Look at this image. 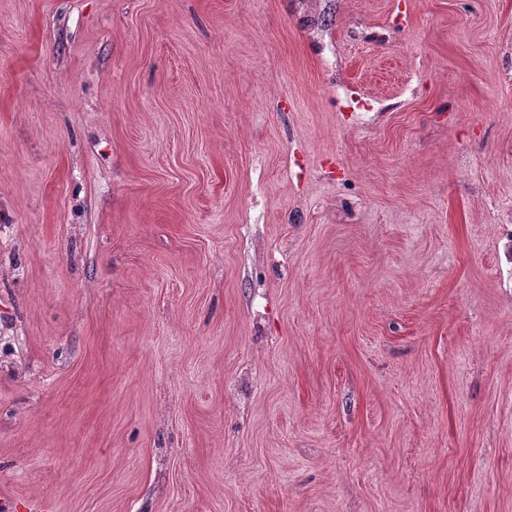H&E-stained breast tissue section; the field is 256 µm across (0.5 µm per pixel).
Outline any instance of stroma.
<instances>
[{"instance_id": "1", "label": "stroma", "mask_w": 512, "mask_h": 512, "mask_svg": "<svg viewBox=\"0 0 512 512\" xmlns=\"http://www.w3.org/2000/svg\"><path fill=\"white\" fill-rule=\"evenodd\" d=\"M0 512H512V0H0Z\"/></svg>"}]
</instances>
